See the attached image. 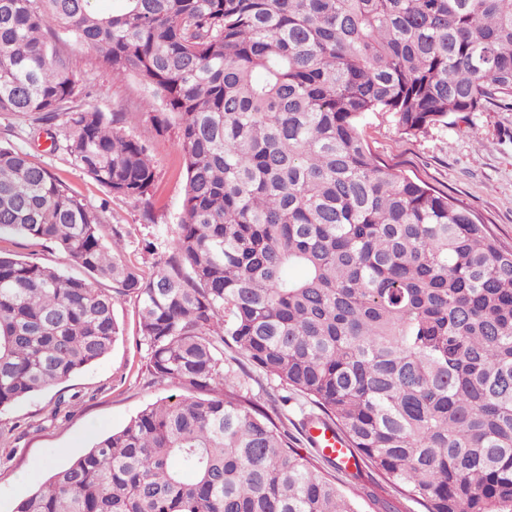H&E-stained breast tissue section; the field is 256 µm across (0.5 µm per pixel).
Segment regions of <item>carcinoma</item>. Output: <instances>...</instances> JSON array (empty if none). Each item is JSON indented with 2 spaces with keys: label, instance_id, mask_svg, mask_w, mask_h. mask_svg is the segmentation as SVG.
Segmentation results:
<instances>
[{
  "label": "carcinoma",
  "instance_id": "cac0c4a2",
  "mask_svg": "<svg viewBox=\"0 0 512 512\" xmlns=\"http://www.w3.org/2000/svg\"><path fill=\"white\" fill-rule=\"evenodd\" d=\"M0 0V112L142 202L155 168L78 103L63 34L174 115L187 180L171 250L144 270L101 211L0 146V235L50 243L89 279L0 254V413L105 357L138 301L148 365L191 388L147 405L16 512H358L224 374V346L319 410L362 466L424 512H512V250L461 202L379 162V113L417 136L512 111V0ZM106 280L110 288L94 282ZM373 512H399L363 487Z\"/></svg>",
  "mask_w": 512,
  "mask_h": 512
}]
</instances>
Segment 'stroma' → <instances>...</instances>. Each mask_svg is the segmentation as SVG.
I'll list each match as a JSON object with an SVG mask.
<instances>
[{"label":"stroma","instance_id":"35a3bbf8","mask_svg":"<svg viewBox=\"0 0 512 512\" xmlns=\"http://www.w3.org/2000/svg\"><path fill=\"white\" fill-rule=\"evenodd\" d=\"M72 53L84 91L102 111H136L150 98V89L137 77L113 81L88 49L76 46ZM122 130L144 140L153 157L157 175L150 198L155 223L143 222L139 200L110 197L64 154L47 152V137L36 133L32 119L0 112V144L29 152L91 204H106V228L119 230L127 257L147 268L153 257L143 252L142 244L154 239L169 246V229L182 211L186 173L175 128L156 130L147 115L138 114ZM363 137L384 164L469 206L502 246L512 248V111L477 112L416 138L401 134L389 116L380 115L368 120ZM0 250L38 258L77 277L83 274L57 250L22 236H5ZM113 315L123 334L104 358L0 414V512H15L46 465H67L97 437L122 428L145 405L188 394V387L150 376L135 298L116 300Z\"/></svg>","mask_w":512,"mask_h":512}]
</instances>
